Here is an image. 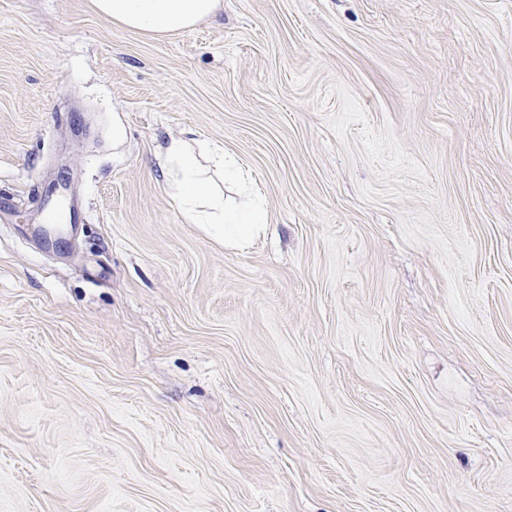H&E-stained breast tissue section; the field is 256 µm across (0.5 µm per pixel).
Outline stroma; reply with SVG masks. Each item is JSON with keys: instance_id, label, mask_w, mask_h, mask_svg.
Masks as SVG:
<instances>
[{"instance_id": "1", "label": "stroma", "mask_w": 512, "mask_h": 512, "mask_svg": "<svg viewBox=\"0 0 512 512\" xmlns=\"http://www.w3.org/2000/svg\"><path fill=\"white\" fill-rule=\"evenodd\" d=\"M223 2L0 0V512H512V0ZM199 138L246 250L172 197ZM98 14L126 29L163 39L216 14L222 0H94ZM164 167L176 176L173 198L188 223L206 224L225 246L238 249L247 248L263 230L266 214L248 191L243 190L246 201L229 207L224 203V195L212 185L210 171L220 173L225 182H243V173L233 154L201 142L193 148L188 142L172 140L164 152ZM49 215L51 218L64 219L66 224L87 220L86 214L73 206L71 200L65 194H59L51 201Z\"/></svg>"}]
</instances>
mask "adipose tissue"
Masks as SVG:
<instances>
[{
    "label": "adipose tissue",
    "instance_id": "1",
    "mask_svg": "<svg viewBox=\"0 0 512 512\" xmlns=\"http://www.w3.org/2000/svg\"><path fill=\"white\" fill-rule=\"evenodd\" d=\"M102 17L126 29L163 39L194 28L216 14L223 0H94ZM164 165L175 175L173 198L191 224H204L225 245L247 248L260 233L266 214L255 198L228 206L213 187L211 173L225 181L242 183L237 158L224 150L200 143L171 141L164 152Z\"/></svg>",
    "mask_w": 512,
    "mask_h": 512
}]
</instances>
